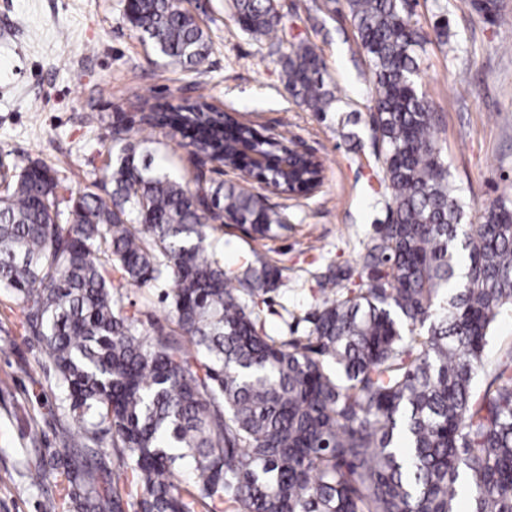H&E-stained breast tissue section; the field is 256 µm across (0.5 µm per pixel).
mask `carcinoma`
Masks as SVG:
<instances>
[{"label": "carcinoma", "instance_id": "1", "mask_svg": "<svg viewBox=\"0 0 512 512\" xmlns=\"http://www.w3.org/2000/svg\"><path fill=\"white\" fill-rule=\"evenodd\" d=\"M369 63V123L383 151L387 223L345 270L317 276L305 337L265 331L260 304L282 286L261 259L232 276L210 221L251 238L285 218L235 185L191 190L144 144L116 132L106 197L66 198L43 164L16 170L0 199V290L56 374L59 407L102 467L65 452L45 512H512V345L488 336L512 313V198L464 224L436 118L420 90L426 43L410 0H345ZM239 27L283 42L272 0H233ZM128 20L154 54L184 70L210 37L183 0H133ZM288 93L311 112L339 101L311 45L283 62ZM181 119L197 150L234 162L233 122L204 96L172 118L150 107L139 131ZM172 284L174 327L144 332L120 305L126 286ZM484 387H475L479 376ZM190 469L191 481L180 480ZM512 342V316L503 315L497 322V327L492 336L488 338L486 352L489 360L493 361L498 355L500 348Z\"/></svg>", "mask_w": 512, "mask_h": 512}]
</instances>
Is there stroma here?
<instances>
[{"label": "stroma", "instance_id": "obj_1", "mask_svg": "<svg viewBox=\"0 0 512 512\" xmlns=\"http://www.w3.org/2000/svg\"><path fill=\"white\" fill-rule=\"evenodd\" d=\"M127 0H0V156L18 165L40 162L55 171L60 192L99 195L112 127L137 128L141 102L166 109L206 95L217 109L257 130L273 129L314 150L323 184L314 195L291 199L262 192L268 207L286 216L275 238L254 241L223 227L214 233L225 271L263 258L282 273V285L262 318L272 336H303L316 304V272L350 267L384 222L387 210L372 166L381 149L369 124L367 62L345 7L332 0H276L288 42L243 32L233 0H186L207 30L211 51L197 72L162 65L126 18ZM424 46L422 88L439 117L436 136L450 163V179L466 206L467 223L512 196V0H498L487 20L472 0H418ZM308 44L322 56L338 110L311 112L285 88L282 54ZM190 133L156 129L149 148L188 185L197 176L233 181V174L200 173ZM169 286L122 289L125 312L140 327L165 323ZM60 388L41 346L24 329L14 301L0 292V512H42L53 478L33 485L29 472L41 457L69 450L62 438L74 425L57 410Z\"/></svg>", "mask_w": 512, "mask_h": 512}]
</instances>
